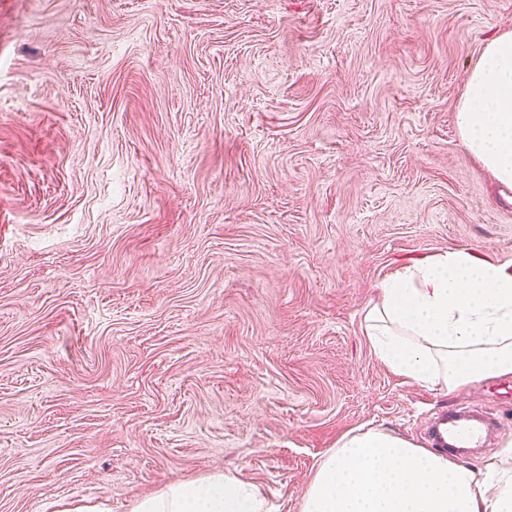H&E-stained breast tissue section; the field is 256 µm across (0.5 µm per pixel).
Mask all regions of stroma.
I'll use <instances>...</instances> for the list:
<instances>
[{
    "label": "stroma",
    "mask_w": 512,
    "mask_h": 512,
    "mask_svg": "<svg viewBox=\"0 0 512 512\" xmlns=\"http://www.w3.org/2000/svg\"><path fill=\"white\" fill-rule=\"evenodd\" d=\"M512 0H0V512H130L216 473L300 512L347 432L497 428L512 377L393 373L404 266L512 260L454 115Z\"/></svg>",
    "instance_id": "35a3bbf8"
}]
</instances>
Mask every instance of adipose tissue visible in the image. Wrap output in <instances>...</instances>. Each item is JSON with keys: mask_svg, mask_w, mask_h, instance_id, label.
I'll return each mask as SVG.
<instances>
[{"mask_svg": "<svg viewBox=\"0 0 512 512\" xmlns=\"http://www.w3.org/2000/svg\"><path fill=\"white\" fill-rule=\"evenodd\" d=\"M455 121L466 151L512 187V30L470 69ZM377 359L448 393L512 376V269L448 251L378 286L366 311ZM132 512H267L257 489L221 474L174 484ZM301 512H512V475L488 479L384 429L345 434L319 464Z\"/></svg>", "mask_w": 512, "mask_h": 512, "instance_id": "obj_1", "label": "adipose tissue"}]
</instances>
